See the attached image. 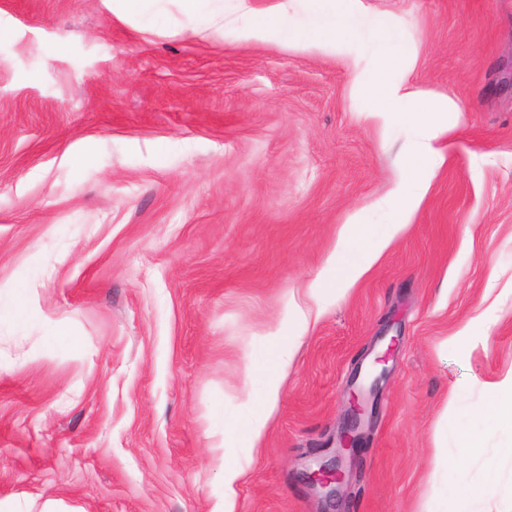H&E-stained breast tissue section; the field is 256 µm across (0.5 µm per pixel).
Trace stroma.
I'll return each mask as SVG.
<instances>
[{
	"label": "stroma",
	"instance_id": "35a3bbf8",
	"mask_svg": "<svg viewBox=\"0 0 512 512\" xmlns=\"http://www.w3.org/2000/svg\"><path fill=\"white\" fill-rule=\"evenodd\" d=\"M278 3L0 0V512H220L227 459L245 463L237 512H322L303 471L387 328L339 512H440L465 492L472 512L512 507V431L482 412L512 369V0H362L364 75L393 30L388 79L468 110L408 232L301 336L287 313L341 225L386 223L417 107L371 121L342 58L241 34L243 9ZM277 325L295 358L251 453L246 397ZM466 326L484 347L455 342Z\"/></svg>",
	"mask_w": 512,
	"mask_h": 512
}]
</instances>
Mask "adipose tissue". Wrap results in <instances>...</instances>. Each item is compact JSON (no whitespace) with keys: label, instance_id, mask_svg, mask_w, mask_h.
Wrapping results in <instances>:
<instances>
[{"label":"adipose tissue","instance_id":"obj_1","mask_svg":"<svg viewBox=\"0 0 512 512\" xmlns=\"http://www.w3.org/2000/svg\"><path fill=\"white\" fill-rule=\"evenodd\" d=\"M322 10L295 36L298 44L314 48L325 53L346 56L349 42L355 38L353 21L360 11L361 0H320ZM370 87L378 98V105L372 110V118H380L387 112L389 105L397 100H408L419 107V125L421 139L412 150L413 163L406 183L392 190L389 198L392 202V219L379 233L369 231L367 225L351 221L342 226L339 237L368 238L369 244L361 256L352 263H345L341 248H333L325 259V272L345 268L346 273L337 287L330 288L317 282L310 286L307 295L312 304L306 308H296L293 321L299 332H306L311 322L325 312L328 306L342 299L372 272L373 268L408 229L414 211L423 201L436 170L443 164L444 158L433 146L440 134L456 126L466 110L465 105L456 98L444 96L438 99L413 84H392L387 82L383 71L376 72ZM270 341L275 345L273 371L267 377L262 391L261 405L251 412L243 426L250 449L260 448L267 433L269 422L277 411L281 399L283 383L293 361V346L285 342L278 332H271Z\"/></svg>","mask_w":512,"mask_h":512}]
</instances>
